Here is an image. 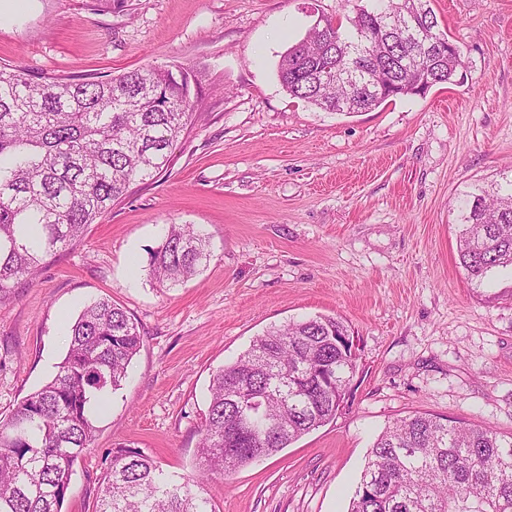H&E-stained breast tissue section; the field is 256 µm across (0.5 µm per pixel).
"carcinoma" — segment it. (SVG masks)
Listing matches in <instances>:
<instances>
[{
  "mask_svg": "<svg viewBox=\"0 0 512 512\" xmlns=\"http://www.w3.org/2000/svg\"><path fill=\"white\" fill-rule=\"evenodd\" d=\"M410 17V36L385 31ZM434 38L446 34L429 0H354L286 50L278 77L290 96L320 110L371 111L391 99L389 84L405 97L453 82L461 52L432 53ZM201 100V79L177 64L74 80L1 63L0 299L133 182L167 168ZM457 252L478 282L512 269V178L466 194ZM210 258L202 228L170 224L149 266L174 287ZM347 335L341 320L318 315L256 337L213 375L197 477L176 481L119 447L95 512H213L205 482L219 477L228 487L239 469L336 418L356 369L339 343ZM140 343L136 323L108 298L70 324L55 376L0 420V512H61L74 465L94 441L91 398L119 389ZM347 512H512V436L431 414L397 420L374 442Z\"/></svg>",
  "mask_w": 512,
  "mask_h": 512,
  "instance_id": "obj_1",
  "label": "carcinoma"
}]
</instances>
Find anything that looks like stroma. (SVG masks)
<instances>
[{"label":"stroma","mask_w":512,"mask_h":512,"mask_svg":"<svg viewBox=\"0 0 512 512\" xmlns=\"http://www.w3.org/2000/svg\"><path fill=\"white\" fill-rule=\"evenodd\" d=\"M463 76L351 115L293 98L281 55L347 0H14L0 62L108 78L177 63L206 97L169 167L48 257L0 303V420L50 381L67 326L107 297L141 347L96 417L63 512H95L112 451L191 478L213 373L272 326L338 317L357 372L336 419L209 481L215 512H346L376 436L415 412L512 436V273L471 281L458 202L512 175V0H430ZM171 224L212 256L175 288L151 275Z\"/></svg>","instance_id":"stroma-1"}]
</instances>
